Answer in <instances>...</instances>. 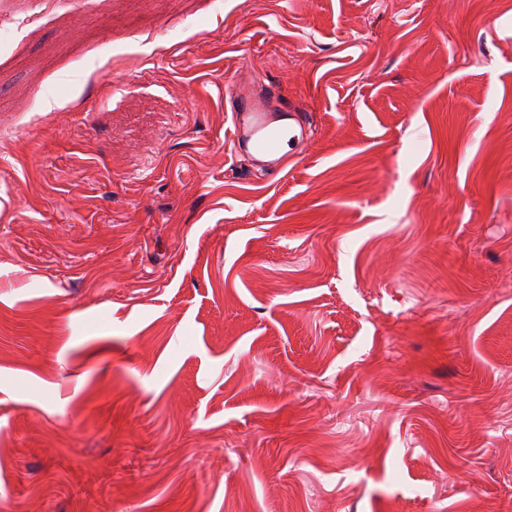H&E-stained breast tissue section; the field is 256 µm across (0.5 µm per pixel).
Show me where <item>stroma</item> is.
Listing matches in <instances>:
<instances>
[{
  "instance_id": "1",
  "label": "stroma",
  "mask_w": 512,
  "mask_h": 512,
  "mask_svg": "<svg viewBox=\"0 0 512 512\" xmlns=\"http://www.w3.org/2000/svg\"><path fill=\"white\" fill-rule=\"evenodd\" d=\"M0 512H512V0H0ZM224 91L232 112V141L257 164L275 171L286 147L292 154L302 149L309 116L301 106L285 100L277 83L256 90L225 78Z\"/></svg>"
}]
</instances>
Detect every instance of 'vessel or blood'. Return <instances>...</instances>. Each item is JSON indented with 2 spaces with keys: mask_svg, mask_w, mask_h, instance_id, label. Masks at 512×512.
Returning <instances> with one entry per match:
<instances>
[{
  "mask_svg": "<svg viewBox=\"0 0 512 512\" xmlns=\"http://www.w3.org/2000/svg\"><path fill=\"white\" fill-rule=\"evenodd\" d=\"M232 112L230 134L234 145L267 170H276L283 153H298L307 138L309 117L303 108L287 102L277 83L262 89L224 85Z\"/></svg>",
  "mask_w": 512,
  "mask_h": 512,
  "instance_id": "vessel-or-blood-1",
  "label": "vessel or blood"
}]
</instances>
